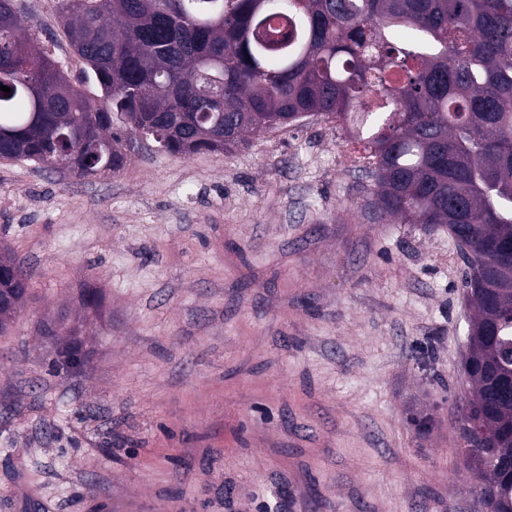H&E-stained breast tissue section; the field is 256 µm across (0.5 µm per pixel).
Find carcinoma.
<instances>
[{
	"instance_id": "obj_1",
	"label": "carcinoma",
	"mask_w": 512,
	"mask_h": 512,
	"mask_svg": "<svg viewBox=\"0 0 512 512\" xmlns=\"http://www.w3.org/2000/svg\"><path fill=\"white\" fill-rule=\"evenodd\" d=\"M21 14L0 0V160H74L84 179L137 136L191 157L319 116L373 157L370 213L466 241L463 452L471 491L512 512V0H58L95 99ZM28 294L1 256L0 336ZM78 303L100 311L99 291Z\"/></svg>"
}]
</instances>
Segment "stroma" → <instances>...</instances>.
Returning <instances> with one entry per match:
<instances>
[{
  "mask_svg": "<svg viewBox=\"0 0 512 512\" xmlns=\"http://www.w3.org/2000/svg\"><path fill=\"white\" fill-rule=\"evenodd\" d=\"M24 2L82 80L56 0ZM363 165L317 117L189 158L138 140L90 180L0 161L32 292L0 336V512H487L459 445L462 260L358 217ZM61 315L82 366L54 375Z\"/></svg>",
  "mask_w": 512,
  "mask_h": 512,
  "instance_id": "obj_1",
  "label": "stroma"
}]
</instances>
